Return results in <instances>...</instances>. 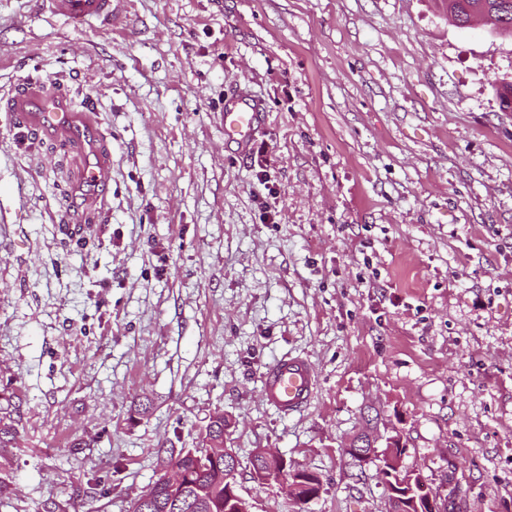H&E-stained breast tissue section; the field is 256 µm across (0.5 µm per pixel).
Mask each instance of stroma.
I'll use <instances>...</instances> for the list:
<instances>
[{"instance_id": "stroma-1", "label": "stroma", "mask_w": 512, "mask_h": 512, "mask_svg": "<svg viewBox=\"0 0 512 512\" xmlns=\"http://www.w3.org/2000/svg\"><path fill=\"white\" fill-rule=\"evenodd\" d=\"M507 76L512 38L440 0H130L114 31L0 0V103L33 80L112 131L92 209L82 159L0 107V512H128L218 410L254 512L293 510L259 448L318 474L311 512H385L343 453L364 431L457 512H512ZM288 354L319 379L289 418L261 397ZM224 140L245 154L261 132L265 108L263 102L246 87L239 86L224 97ZM13 396L0 394V457L5 448L18 447V421L13 417L16 412Z\"/></svg>"}]
</instances>
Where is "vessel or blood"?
Listing matches in <instances>:
<instances>
[{"label":"vessel or blood","mask_w":512,"mask_h":512,"mask_svg":"<svg viewBox=\"0 0 512 512\" xmlns=\"http://www.w3.org/2000/svg\"><path fill=\"white\" fill-rule=\"evenodd\" d=\"M49 12L80 28L100 25L109 29L123 21L128 0H47ZM6 110L21 129L48 134L84 157L80 184L88 203L103 204V190L112 178V133L93 113L75 108L67 96L46 91L35 82L24 83L10 96ZM263 102L245 87L224 98V139L246 153L261 132ZM317 387L316 373L307 358L287 356L267 365L262 373L261 396L281 416L303 412Z\"/></svg>","instance_id":"1"}]
</instances>
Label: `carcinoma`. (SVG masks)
<instances>
[{
	"mask_svg": "<svg viewBox=\"0 0 512 512\" xmlns=\"http://www.w3.org/2000/svg\"><path fill=\"white\" fill-rule=\"evenodd\" d=\"M450 16L475 17L493 30L512 37V0H442ZM12 396L0 394V456L4 449L18 447V421ZM224 414L209 417L194 448H182L167 459V468L177 469L181 480L161 486L152 484L140 512H238L237 504L224 496Z\"/></svg>",
	"mask_w": 512,
	"mask_h": 512,
	"instance_id": "obj_1",
	"label": "carcinoma"
}]
</instances>
